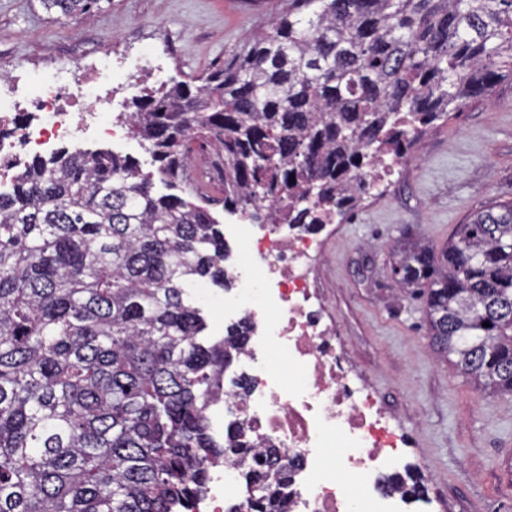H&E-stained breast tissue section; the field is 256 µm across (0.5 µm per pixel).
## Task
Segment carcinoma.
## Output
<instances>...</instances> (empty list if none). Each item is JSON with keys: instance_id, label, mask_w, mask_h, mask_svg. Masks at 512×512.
<instances>
[{"instance_id": "cac0c4a2", "label": "carcinoma", "mask_w": 512, "mask_h": 512, "mask_svg": "<svg viewBox=\"0 0 512 512\" xmlns=\"http://www.w3.org/2000/svg\"><path fill=\"white\" fill-rule=\"evenodd\" d=\"M98 0H40L85 14ZM234 63L133 101L130 157L61 150L0 193V512H177L212 459L239 447L208 410L241 349L216 339L193 282L229 287L211 206L257 224L344 217L372 160L512 76V0H292ZM224 197L193 177L196 146ZM288 200V209L276 207ZM424 287L429 335L476 387L512 395V202L439 251L391 246ZM490 326H484V323ZM132 138V142L128 148L122 153V156H129L138 162L140 168L143 173H154V190L158 193H167L169 192L164 188V186L159 182L158 175L156 174L157 167L159 166L158 162H154L151 154L146 151V149L141 145V142L137 138Z\"/></svg>"}]
</instances>
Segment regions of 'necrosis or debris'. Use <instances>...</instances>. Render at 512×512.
<instances>
[{"label": "necrosis or debris", "instance_id": "necrosis-or-debris-1", "mask_svg": "<svg viewBox=\"0 0 512 512\" xmlns=\"http://www.w3.org/2000/svg\"><path fill=\"white\" fill-rule=\"evenodd\" d=\"M112 49L94 64L63 59L0 75V191L36 157L62 146L104 139L121 148L129 121L113 115L118 93L159 78L146 52L114 67ZM324 225H254L239 218L235 239L244 258L225 271L239 294L224 319L248 325L237 362L247 392L227 386L211 413L215 432L242 425L248 447L230 462L210 464L204 494L183 512H260L248 494L258 462L271 450L293 460L289 512H409L414 488L429 479L405 469L406 442L378 398L357 381L316 286L324 259ZM335 449L324 464L326 449Z\"/></svg>", "mask_w": 512, "mask_h": 512}]
</instances>
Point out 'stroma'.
Listing matches in <instances>:
<instances>
[{
    "instance_id": "stroma-1",
    "label": "stroma",
    "mask_w": 512,
    "mask_h": 512,
    "mask_svg": "<svg viewBox=\"0 0 512 512\" xmlns=\"http://www.w3.org/2000/svg\"><path fill=\"white\" fill-rule=\"evenodd\" d=\"M291 0H98L77 17L0 0V68L78 60L110 40L156 54L166 82L237 59ZM410 159L332 224L317 286L356 376L435 472L414 512H512V396L467 383L430 346L421 294L400 297L387 247L409 233L441 248L471 212L512 201V80L416 139Z\"/></svg>"
}]
</instances>
